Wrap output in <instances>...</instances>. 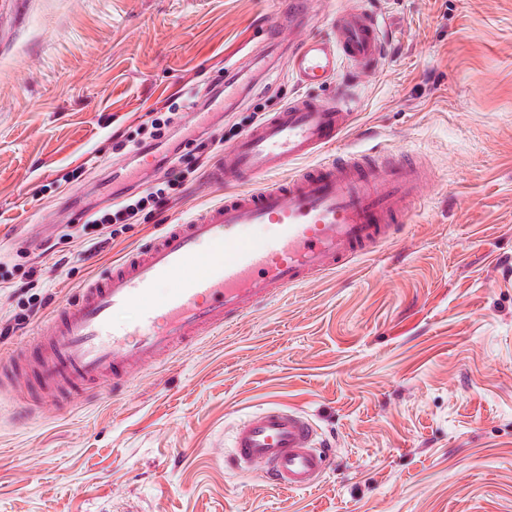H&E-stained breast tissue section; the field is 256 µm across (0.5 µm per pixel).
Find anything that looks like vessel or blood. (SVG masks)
<instances>
[{"label": "vessel or blood", "mask_w": 512, "mask_h": 512, "mask_svg": "<svg viewBox=\"0 0 512 512\" xmlns=\"http://www.w3.org/2000/svg\"><path fill=\"white\" fill-rule=\"evenodd\" d=\"M384 28L365 8L339 11L329 36L295 44L288 70L308 88L342 70L361 80L385 64ZM349 116L344 97L304 98L255 123L207 175L229 185L223 202L161 225L59 306L42 330L0 357V394L33 414L67 410L77 396L121 393L179 348L393 240L428 187L423 160L341 149ZM285 168L288 178L269 181ZM243 180L256 189H232ZM259 227L267 231L260 240L250 235ZM131 307L137 317L116 323ZM232 448L233 468L262 465L265 480L286 491L314 487L332 459L296 408L252 414L235 427Z\"/></svg>", "instance_id": "b4317fda"}]
</instances>
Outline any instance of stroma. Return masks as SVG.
Wrapping results in <instances>:
<instances>
[{"instance_id":"35a3bbf8","label":"stroma","mask_w":512,"mask_h":512,"mask_svg":"<svg viewBox=\"0 0 512 512\" xmlns=\"http://www.w3.org/2000/svg\"><path fill=\"white\" fill-rule=\"evenodd\" d=\"M361 5L388 23L383 68L352 87L349 148L414 152L431 189L401 238L288 289L235 327L139 376L121 397L17 419L0 398V512H512V0H312L301 32ZM278 0H0V264L27 252L51 304L0 339L43 328L140 246L155 223L220 203L194 168L158 220L84 258L43 252L44 223L112 206L139 165L112 144L191 91L232 144L306 95L267 37ZM235 76L212 99L211 80ZM80 182L67 183L74 169ZM300 408L334 446L313 488L288 492L227 464L232 428Z\"/></svg>"}]
</instances>
